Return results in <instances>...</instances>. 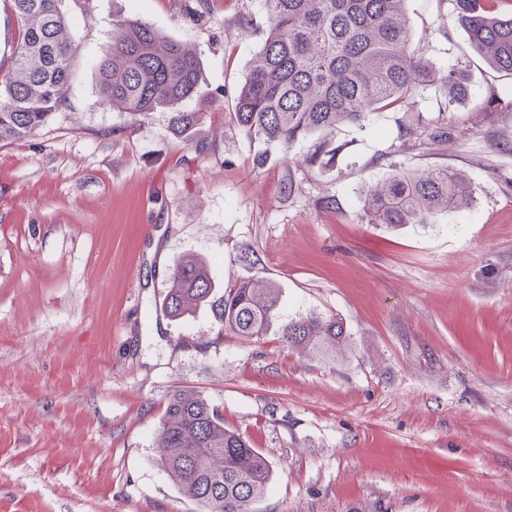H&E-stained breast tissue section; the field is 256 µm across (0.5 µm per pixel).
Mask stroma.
Wrapping results in <instances>:
<instances>
[{
	"label": "stroma",
	"mask_w": 512,
	"mask_h": 512,
	"mask_svg": "<svg viewBox=\"0 0 512 512\" xmlns=\"http://www.w3.org/2000/svg\"><path fill=\"white\" fill-rule=\"evenodd\" d=\"M61 0L74 37L66 106L0 145V512H202L165 470L168 397L191 391L265 454L257 512H512V76L454 25V0H404L439 81L410 111L450 142L406 137L399 111L340 125L327 167L250 139L223 116L265 38L262 0ZM190 43L202 63L197 155L166 110L100 105L112 19ZM460 70L468 97L443 81ZM264 164H257L258 153ZM448 167L474 194L427 224L369 223L393 169ZM202 258L218 291L282 290L264 336L220 332L210 307L169 317L174 263ZM341 319L313 356L282 321Z\"/></svg>",
	"instance_id": "1"
}]
</instances>
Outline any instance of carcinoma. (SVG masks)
Returning a JSON list of instances; mask_svg holds the SVG:
<instances>
[{"instance_id":"cac0c4a2","label":"carcinoma","mask_w":512,"mask_h":512,"mask_svg":"<svg viewBox=\"0 0 512 512\" xmlns=\"http://www.w3.org/2000/svg\"><path fill=\"white\" fill-rule=\"evenodd\" d=\"M18 34L0 60V143L28 138L67 101L73 38L60 0H9ZM403 0H263L265 39L234 97L230 119L250 138L288 154L296 143L340 124L366 122L375 112L408 105L415 91L436 79L433 63L411 48L412 30L399 10ZM508 0H455L456 20L483 59L512 75V10ZM99 102L136 120L170 110L173 134L205 154L196 137L206 114L187 107L200 84V59L183 42L131 16H117L112 39L97 64ZM405 134L431 143L448 138L444 125L414 123ZM336 155L326 143L306 156L322 166ZM473 188L448 169L395 170L370 186L363 207L371 224H426L437 213L468 207ZM205 263L185 255L175 264L163 298L165 312L186 315L210 306L220 329L247 339L262 336L278 317L281 288L265 279L241 281L224 295ZM293 348L326 353L346 343L335 316L305 315L281 325ZM165 468L179 491L203 512H253L265 494L272 466L238 432L224 426L218 406L199 394L173 393L157 437Z\"/></svg>"}]
</instances>
